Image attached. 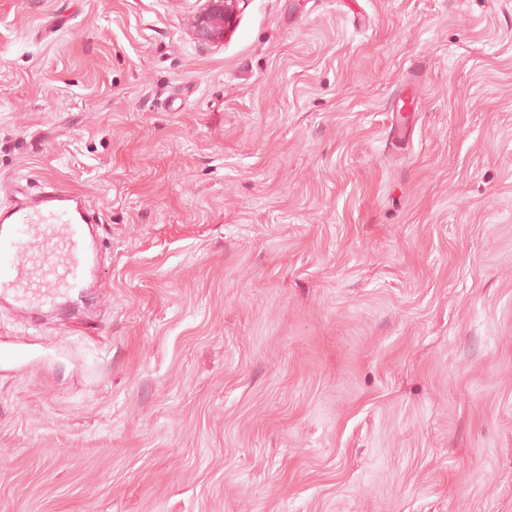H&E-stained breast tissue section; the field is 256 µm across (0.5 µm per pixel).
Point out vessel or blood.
<instances>
[{
  "label": "vessel or blood",
  "mask_w": 512,
  "mask_h": 512,
  "mask_svg": "<svg viewBox=\"0 0 512 512\" xmlns=\"http://www.w3.org/2000/svg\"><path fill=\"white\" fill-rule=\"evenodd\" d=\"M96 221L82 194L49 181L0 207V296L33 310L82 295L100 273Z\"/></svg>",
  "instance_id": "vessel-or-blood-1"
}]
</instances>
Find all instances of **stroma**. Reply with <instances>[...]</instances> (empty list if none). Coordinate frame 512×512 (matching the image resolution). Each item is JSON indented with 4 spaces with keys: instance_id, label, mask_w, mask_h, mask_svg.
Returning a JSON list of instances; mask_svg holds the SVG:
<instances>
[{
    "instance_id": "35a3bbf8",
    "label": "stroma",
    "mask_w": 512,
    "mask_h": 512,
    "mask_svg": "<svg viewBox=\"0 0 512 512\" xmlns=\"http://www.w3.org/2000/svg\"><path fill=\"white\" fill-rule=\"evenodd\" d=\"M198 6L0 0V205L103 218L0 302V512H512V0ZM241 0H205L194 13L190 33L198 42L224 41L234 28L238 4ZM97 223L82 194L49 181L0 207V297L33 310L82 295L100 273Z\"/></svg>"
}]
</instances>
